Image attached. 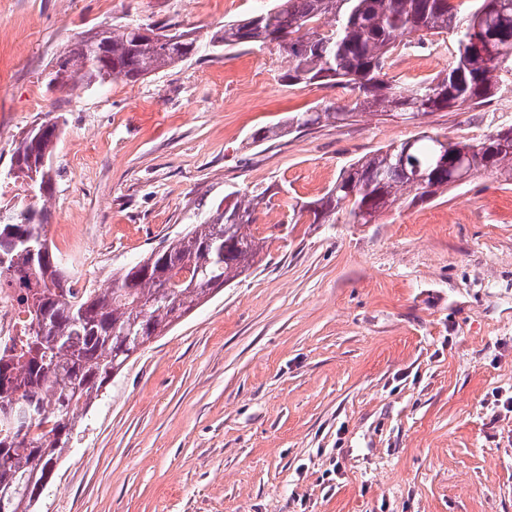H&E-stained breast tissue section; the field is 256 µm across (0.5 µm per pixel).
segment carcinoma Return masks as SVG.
<instances>
[{
  "label": "carcinoma",
  "mask_w": 512,
  "mask_h": 512,
  "mask_svg": "<svg viewBox=\"0 0 512 512\" xmlns=\"http://www.w3.org/2000/svg\"><path fill=\"white\" fill-rule=\"evenodd\" d=\"M448 36V67L431 78L405 82L390 75L392 55L402 41L415 48ZM209 44L226 48L273 45L294 84L340 86L352 95L349 107L328 102L288 116V129L324 121L346 123L362 113L416 119L444 110L486 105L512 80V0H277L267 10L229 21L211 33ZM193 32L148 33L141 25L114 24L95 50L76 41L57 59L48 87L137 81L194 56ZM58 123L47 121L18 142L5 178L45 201L56 173L50 157ZM466 165L476 174L494 170L512 181V125L498 127L478 142L454 141L421 131L341 169L319 199L298 202L290 223L303 214L315 224H373L395 206H413L460 186ZM206 215L140 261L112 274L109 288L76 293L48 244L46 208L29 204L0 213V282L22 289L28 336L0 353V414L13 402L26 403L35 417L18 430L0 424V512H36L32 496L51 477L73 430L121 371L130 352L146 346L210 294L248 272L264 239L243 229L268 205L267 190L233 192ZM186 282L175 288L173 272Z\"/></svg>",
  "instance_id": "obj_1"
}]
</instances>
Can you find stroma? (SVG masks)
<instances>
[{
	"mask_svg": "<svg viewBox=\"0 0 512 512\" xmlns=\"http://www.w3.org/2000/svg\"><path fill=\"white\" fill-rule=\"evenodd\" d=\"M273 0H0V172L58 117L47 238L67 279L113 269L230 189L268 188L260 261L111 377L37 512H512V183L494 171L375 224L289 223L342 167L426 130L477 140L489 106L412 122L365 114L250 141L290 113L343 107L291 85L275 47L201 48L144 79L51 89L76 38L118 22L193 30ZM446 52L398 48L396 73Z\"/></svg>",
	"mask_w": 512,
	"mask_h": 512,
	"instance_id": "stroma-1",
	"label": "stroma"
}]
</instances>
